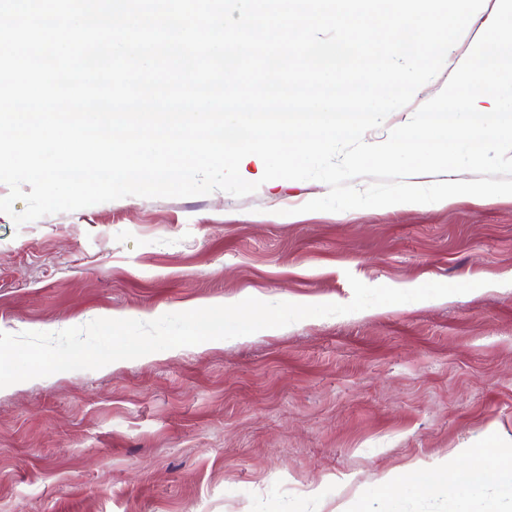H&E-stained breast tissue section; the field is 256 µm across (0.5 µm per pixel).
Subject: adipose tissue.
Listing matches in <instances>:
<instances>
[{
    "instance_id": "adipose-tissue-1",
    "label": "adipose tissue",
    "mask_w": 512,
    "mask_h": 512,
    "mask_svg": "<svg viewBox=\"0 0 512 512\" xmlns=\"http://www.w3.org/2000/svg\"><path fill=\"white\" fill-rule=\"evenodd\" d=\"M415 496L444 502L447 512H512V449L462 448L414 465L408 483L368 491L358 512H403L404 499Z\"/></svg>"
}]
</instances>
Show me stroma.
<instances>
[{"label": "stroma", "mask_w": 512, "mask_h": 512, "mask_svg": "<svg viewBox=\"0 0 512 512\" xmlns=\"http://www.w3.org/2000/svg\"><path fill=\"white\" fill-rule=\"evenodd\" d=\"M495 12L367 142L438 94ZM326 184L128 196L15 226L0 331L149 321L258 289L345 304L370 286L479 282L420 307L301 320L0 389V512H338L387 474L512 442V199L302 212ZM300 209L297 221L276 211Z\"/></svg>", "instance_id": "35a3bbf8"}]
</instances>
